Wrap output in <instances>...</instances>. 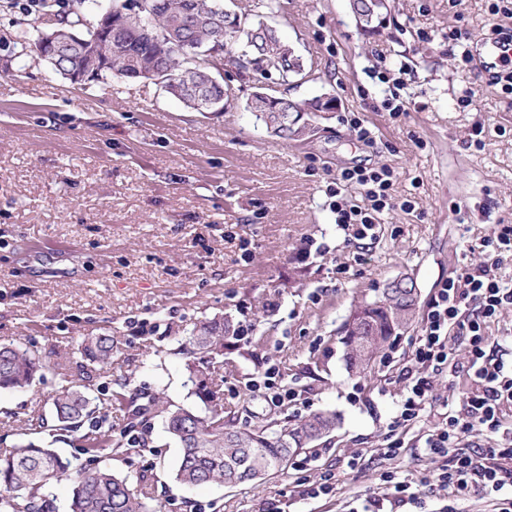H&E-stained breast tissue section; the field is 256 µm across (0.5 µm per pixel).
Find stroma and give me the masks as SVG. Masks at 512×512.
I'll return each mask as SVG.
<instances>
[{"instance_id":"obj_1","label":"stroma","mask_w":512,"mask_h":512,"mask_svg":"<svg viewBox=\"0 0 512 512\" xmlns=\"http://www.w3.org/2000/svg\"><path fill=\"white\" fill-rule=\"evenodd\" d=\"M390 5L386 24L366 35L349 0H275L270 22L310 72L288 98L338 100L298 141L270 135L246 108L257 88L279 89L277 78L242 74L229 60L226 111L194 112L152 82L73 84L36 54L14 60L0 50V344L63 362L79 335H111L113 382L161 389L171 404L197 410L175 339L228 313L257 335L237 342L219 368L224 409L237 424L325 410L339 418L286 470L236 487L176 482L182 448L154 424L149 451L115 458L112 469L151 472L164 512H184L188 498L204 512H351L383 498L390 472L417 488L429 512L444 504L423 485L436 465L421 437L470 389L461 338L451 340L452 371L433 378L431 408L395 429L400 370L420 324L363 377L345 369L341 328L356 302L375 300L397 278H413L427 305L449 272L482 260L495 225L512 223V98L460 58L479 50L490 25L512 27V18L489 15L486 0ZM452 28L455 44L446 40ZM382 70L404 80L405 114L384 107ZM350 113L372 143L356 139ZM478 124L479 150L470 144ZM358 164H386L397 176L398 206L382 215L373 241L347 240L329 207L337 173ZM407 198L413 211L399 206ZM270 362L296 402L275 405L248 388ZM60 384L50 368L32 387L0 393V438L18 442L8 422L50 412ZM391 433L403 447L381 455ZM325 472L334 492L309 498Z\"/></svg>"}]
</instances>
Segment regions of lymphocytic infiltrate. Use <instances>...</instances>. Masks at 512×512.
<instances>
[{
	"mask_svg": "<svg viewBox=\"0 0 512 512\" xmlns=\"http://www.w3.org/2000/svg\"><path fill=\"white\" fill-rule=\"evenodd\" d=\"M394 179V170L385 164L342 169L337 184L361 187L363 197L353 205L338 199L330 202L337 226L354 239L367 238L379 215L393 207ZM492 243L493 257L451 272L429 301L421 334L403 369L405 393L395 423L420 418L431 397L432 374L448 367L449 338L460 337L466 347L470 391L460 409L449 410L441 425L424 436L427 456L438 462L431 485L459 494L474 483L497 497L498 512H512V432L503 422L504 407L512 405V361L488 354L485 335L487 323L512 306V285L498 274L503 254H512V224L495 225ZM473 429L499 436L500 446L487 453L454 452L459 436Z\"/></svg>",
	"mask_w": 512,
	"mask_h": 512,
	"instance_id": "f902f5d3",
	"label": "lymphocytic infiltrate"
}]
</instances>
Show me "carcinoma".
Here are the masks:
<instances>
[{"instance_id": "1", "label": "carcinoma", "mask_w": 512, "mask_h": 512, "mask_svg": "<svg viewBox=\"0 0 512 512\" xmlns=\"http://www.w3.org/2000/svg\"><path fill=\"white\" fill-rule=\"evenodd\" d=\"M274 11L272 0H259L252 9L234 13L238 23L227 33L221 0H112L86 32L76 27L83 18H60L57 45L44 44L45 35L18 32L8 40L23 56L45 58L62 76L84 74L85 81L108 76L128 77L132 68L143 73L163 72L174 77L182 90L180 102L199 112L224 101V85L213 81L224 68V47L241 46L235 58L239 69L266 76L276 73L284 82L309 75L301 70L300 55L276 50L288 42L277 39L276 27L265 20ZM280 96L262 111V123L271 135L294 138L296 131L281 111ZM420 291L413 279L383 289L374 301L360 304L342 327L343 360L351 375L372 370L376 356L392 347L395 339L416 318ZM238 324L228 315L199 322L191 336L177 338L176 351L185 356L184 368L192 393L203 410L171 408L164 392L133 394L127 384L107 387L103 397L94 395L98 380L112 376L118 350L109 334L81 337L79 356L59 365L61 385L52 396V417L31 415L17 426L20 434L48 433L53 440L76 436L78 466L48 445L29 440L0 451V512H52L47 493L54 481L70 485L67 512H157L150 505L152 474L130 476L112 470V458L138 453L125 431L148 434L159 417L168 435L180 443L183 453L175 479L191 487L205 483L229 486L257 484L283 471L294 456L321 440L336 427L337 416L320 411L293 424L276 426L271 421L251 429L240 428L224 416V393L213 382L203 359L224 356L237 337ZM45 368L39 354L14 345L0 346V391L31 386ZM117 406L125 410L126 424L117 433L100 410Z\"/></svg>"}]
</instances>
